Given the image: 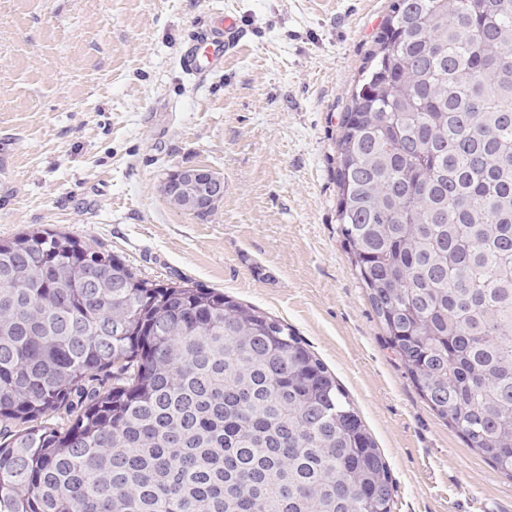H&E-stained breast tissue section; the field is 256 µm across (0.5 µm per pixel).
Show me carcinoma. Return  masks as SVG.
<instances>
[{"label":"carcinoma","instance_id":"1","mask_svg":"<svg viewBox=\"0 0 512 512\" xmlns=\"http://www.w3.org/2000/svg\"><path fill=\"white\" fill-rule=\"evenodd\" d=\"M336 142L348 261L420 397L512 478V0H392ZM288 323L62 231L0 239V512H392Z\"/></svg>","mask_w":512,"mask_h":512}]
</instances>
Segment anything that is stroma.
<instances>
[{"label": "stroma", "mask_w": 512, "mask_h": 512, "mask_svg": "<svg viewBox=\"0 0 512 512\" xmlns=\"http://www.w3.org/2000/svg\"><path fill=\"white\" fill-rule=\"evenodd\" d=\"M390 2L0 0V239L62 230L285 320L384 454L392 512H512V478L420 397L341 244L339 117ZM224 11L238 53L188 77L183 41ZM200 164L226 184L205 219L161 192Z\"/></svg>", "instance_id": "1"}]
</instances>
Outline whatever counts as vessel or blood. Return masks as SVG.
Segmentation results:
<instances>
[{
	"instance_id": "1",
	"label": "vessel or blood",
	"mask_w": 512,
	"mask_h": 512,
	"mask_svg": "<svg viewBox=\"0 0 512 512\" xmlns=\"http://www.w3.org/2000/svg\"><path fill=\"white\" fill-rule=\"evenodd\" d=\"M242 39V31L233 14L217 18L212 25L193 34L182 55V69L189 77L201 80L224 68Z\"/></svg>"
}]
</instances>
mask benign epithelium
I'll return each instance as SVG.
<instances>
[{"instance_id": "benign-epithelium-1", "label": "benign epithelium", "mask_w": 512, "mask_h": 512, "mask_svg": "<svg viewBox=\"0 0 512 512\" xmlns=\"http://www.w3.org/2000/svg\"><path fill=\"white\" fill-rule=\"evenodd\" d=\"M224 177L206 165L173 169L162 181L164 199L186 196L191 203L188 212L206 218L224 198Z\"/></svg>"}]
</instances>
